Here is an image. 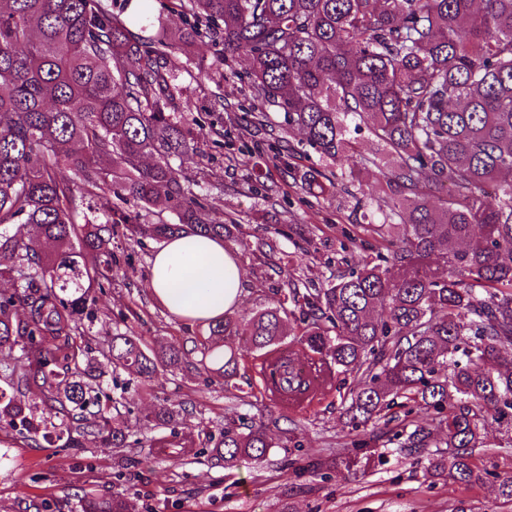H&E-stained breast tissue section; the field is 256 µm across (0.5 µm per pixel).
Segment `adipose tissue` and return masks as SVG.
<instances>
[{
  "mask_svg": "<svg viewBox=\"0 0 512 512\" xmlns=\"http://www.w3.org/2000/svg\"><path fill=\"white\" fill-rule=\"evenodd\" d=\"M242 277L237 255L223 241L178 237L152 257L148 288L174 317L206 325L237 309Z\"/></svg>",
  "mask_w": 512,
  "mask_h": 512,
  "instance_id": "1",
  "label": "adipose tissue"
}]
</instances>
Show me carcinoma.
Here are the masks:
<instances>
[{
    "instance_id": "obj_1",
    "label": "carcinoma",
    "mask_w": 512,
    "mask_h": 512,
    "mask_svg": "<svg viewBox=\"0 0 512 512\" xmlns=\"http://www.w3.org/2000/svg\"><path fill=\"white\" fill-rule=\"evenodd\" d=\"M131 2L0 0V275L12 283L0 290V445L50 427L67 447L130 448L105 377L123 394L122 373L146 384L160 367L184 366L228 386L244 339L282 412L322 395L333 374H354L353 430L398 398L413 401L445 423L448 454H429L433 474L471 483L486 418L512 442V0H179L186 27L176 33L149 10L127 14ZM204 35L222 42L224 66L247 54L252 95L277 104L320 157L376 177L383 223L367 230L391 250L247 319L226 313L190 349L124 333L85 356L91 290L119 272L116 239L234 237L169 162L197 139L168 111L180 92L174 53ZM361 121L384 157L355 151L350 128ZM328 184L317 171L307 189ZM161 198L177 222H141ZM439 262L445 278L433 272ZM307 315L287 339L286 323ZM177 416L160 404L148 420L166 427ZM289 444L299 447L295 435L276 443L261 424L200 441L226 468ZM152 447L184 460L173 432ZM374 459L358 434L328 464L354 474ZM488 476L512 502V475ZM78 504L132 512L118 492Z\"/></svg>"
}]
</instances>
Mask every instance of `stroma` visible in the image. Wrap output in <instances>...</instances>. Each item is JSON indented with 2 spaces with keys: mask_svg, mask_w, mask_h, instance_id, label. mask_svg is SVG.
Masks as SVG:
<instances>
[{
  "mask_svg": "<svg viewBox=\"0 0 512 512\" xmlns=\"http://www.w3.org/2000/svg\"><path fill=\"white\" fill-rule=\"evenodd\" d=\"M221 50L207 36L177 57L181 94L175 112L200 133L201 153L174 156L170 163L198 195L211 199L213 222L236 224L227 245L243 270L236 313L247 317L272 305L277 289L286 285L318 288L362 268L385 243L366 229L382 219L375 179L350 178L345 163L335 171L347 191L335 189L319 198L307 193L308 175L323 168L318 154L299 132L289 130L277 106L252 98L240 78L246 56L237 55L228 69L218 63ZM259 112L266 113L265 122L256 120ZM274 143L281 152L271 151ZM157 248L149 239L116 248L120 268L132 275L116 277L98 294L93 339L127 327L153 347L207 335V327L175 318L150 296V260ZM241 349L246 356L235 391L178 369L146 387L129 384L123 413L138 440L135 447L64 448L54 439L37 445L17 439L11 447L0 446V512H75L78 495L86 492L123 493L138 512H512V504L499 498L486 477L490 471L512 475V443L495 421L486 425L488 446L476 454L477 478L467 486L431 477L427 452L399 447L380 422L365 428L383 454L367 474L319 471L315 462L352 432L341 395L355 386V378L347 377L286 420L260 391L249 344ZM160 402L179 410L178 435L189 441L205 428L244 432L262 422L276 438L293 431L299 445L271 449L265 461L246 460L230 469L203 453L182 462L167 460L151 448L155 430L145 419Z\"/></svg>",
  "mask_w": 512,
  "mask_h": 512,
  "instance_id": "stroma-1",
  "label": "stroma"
}]
</instances>
